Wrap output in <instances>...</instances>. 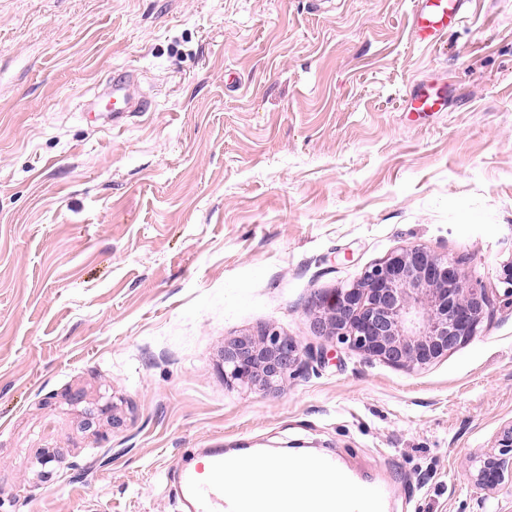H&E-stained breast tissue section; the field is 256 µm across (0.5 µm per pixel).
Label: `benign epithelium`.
I'll return each instance as SVG.
<instances>
[{
  "label": "benign epithelium",
  "mask_w": 512,
  "mask_h": 512,
  "mask_svg": "<svg viewBox=\"0 0 512 512\" xmlns=\"http://www.w3.org/2000/svg\"><path fill=\"white\" fill-rule=\"evenodd\" d=\"M317 335L357 350L365 360L425 368L468 341L490 314L482 288L464 286L457 261L422 245L389 254L359 281L315 302ZM324 349L301 347L265 328L224 341V378L265 390L325 360ZM512 472V423L498 432L494 449L476 457L468 479L495 494Z\"/></svg>",
  "instance_id": "obj_1"
}]
</instances>
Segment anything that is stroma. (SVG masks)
<instances>
[{
	"label": "stroma",
	"mask_w": 512,
	"mask_h": 512,
	"mask_svg": "<svg viewBox=\"0 0 512 512\" xmlns=\"http://www.w3.org/2000/svg\"><path fill=\"white\" fill-rule=\"evenodd\" d=\"M412 9L0 0V512H181L194 450L298 442L389 478L392 512H512V480L467 478L512 421V0L430 48ZM126 70L151 109L116 125ZM431 83L447 108L407 111ZM409 245L487 291L473 338L408 369L314 334ZM266 327L324 363L226 382L225 339Z\"/></svg>",
	"instance_id": "obj_1"
}]
</instances>
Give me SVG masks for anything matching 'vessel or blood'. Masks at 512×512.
Here are the masks:
<instances>
[{
	"instance_id": "1",
	"label": "vessel or blood",
	"mask_w": 512,
	"mask_h": 512,
	"mask_svg": "<svg viewBox=\"0 0 512 512\" xmlns=\"http://www.w3.org/2000/svg\"><path fill=\"white\" fill-rule=\"evenodd\" d=\"M463 0H415L412 12L413 29L418 43L427 44L442 38L452 29L462 11ZM112 100L106 111L123 107L124 111H147L144 99L134 97L129 91L127 76L114 77ZM447 100L438 91L426 88L416 91L410 99L414 112H440ZM265 457L252 453L244 457L225 456L223 449L213 448L204 455L201 463L185 469L182 474V492L186 499V512H336V501L325 493L310 494L281 506L279 500L269 497H233L224 492L228 479L248 478L260 474ZM311 473L320 477L337 476L339 481L354 490V512H387L388 494L384 484H365L357 480L333 456L313 459Z\"/></svg>"
}]
</instances>
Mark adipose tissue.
<instances>
[{"label": "adipose tissue", "mask_w": 512, "mask_h": 512, "mask_svg": "<svg viewBox=\"0 0 512 512\" xmlns=\"http://www.w3.org/2000/svg\"><path fill=\"white\" fill-rule=\"evenodd\" d=\"M267 469L274 475L273 481L252 480L246 483L235 482L227 485L226 492L232 496H272L280 501L303 496L308 489L320 486L333 495L338 504V512H348V501L351 497L349 488L334 485L331 480L317 481L309 477V458L298 455L288 460L268 459Z\"/></svg>", "instance_id": "ef3b65f1"}]
</instances>
